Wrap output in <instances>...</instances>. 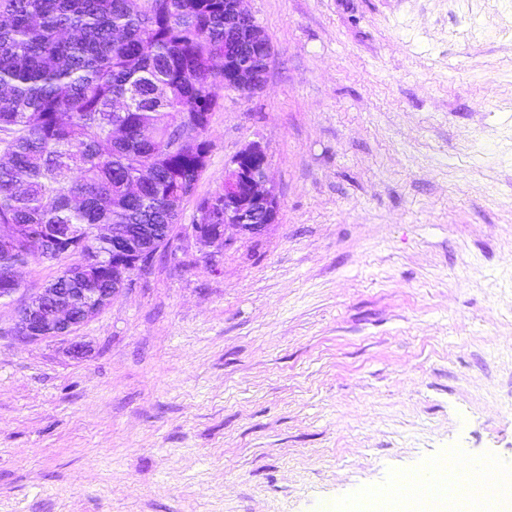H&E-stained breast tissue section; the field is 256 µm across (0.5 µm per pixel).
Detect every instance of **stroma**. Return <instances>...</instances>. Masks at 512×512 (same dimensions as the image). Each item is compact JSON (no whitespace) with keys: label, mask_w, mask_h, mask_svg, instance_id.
I'll list each match as a JSON object with an SVG mask.
<instances>
[{"label":"stroma","mask_w":512,"mask_h":512,"mask_svg":"<svg viewBox=\"0 0 512 512\" xmlns=\"http://www.w3.org/2000/svg\"><path fill=\"white\" fill-rule=\"evenodd\" d=\"M272 57L225 93L164 256L74 334L0 302V512H326L463 455L512 479V0H245ZM278 221L191 226L247 144ZM82 353H74V344Z\"/></svg>","instance_id":"1"}]
</instances>
